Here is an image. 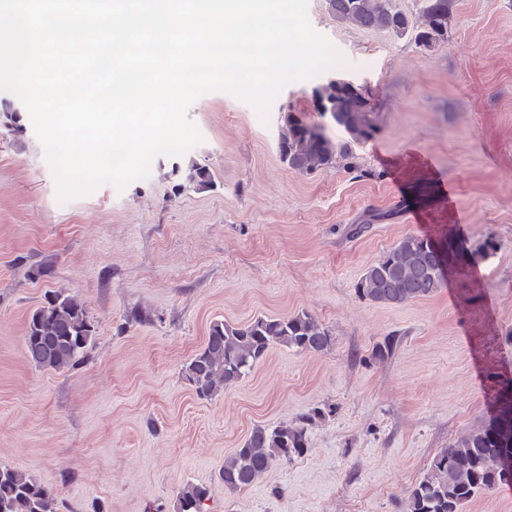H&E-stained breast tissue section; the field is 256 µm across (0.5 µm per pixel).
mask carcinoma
Returning a JSON list of instances; mask_svg holds the SVG:
<instances>
[{
	"label": "carcinoma",
	"mask_w": 512,
	"mask_h": 512,
	"mask_svg": "<svg viewBox=\"0 0 512 512\" xmlns=\"http://www.w3.org/2000/svg\"><path fill=\"white\" fill-rule=\"evenodd\" d=\"M336 18L366 29L388 30L402 37L414 32V42L425 49L445 39L450 17L449 0H425L421 22L415 26L392 0H328ZM316 112L328 117L345 140H334L324 126L291 111L282 117L280 159L288 169L311 174L335 165L348 155L351 144H361L381 131V116L367 92L359 86L322 83L312 91ZM495 249L487 241L465 248L456 260L474 265ZM443 260L432 240L409 234L381 259L366 268L356 284L363 300L402 304L435 295L443 288ZM94 324L82 302L60 293L29 316L24 336L27 359L37 368L59 371L75 366L94 335ZM330 330L306 312L288 317L259 316L243 325L213 323L204 346L185 367V377L201 399H213L224 387L247 378L270 348L283 345L304 352L331 348ZM498 425L512 430V389L496 398ZM306 415L294 426L256 427L243 444L224 460L220 479L230 491L256 482L276 461L289 462L308 451ZM499 431L486 421L459 436L433 459L429 470L407 492V512H462L478 495L503 484L496 464L508 450ZM209 489L188 484L178 494L177 512H202ZM0 512H57V498L18 469L0 465Z\"/></svg>",
	"instance_id": "cac0c4a2"
}]
</instances>
